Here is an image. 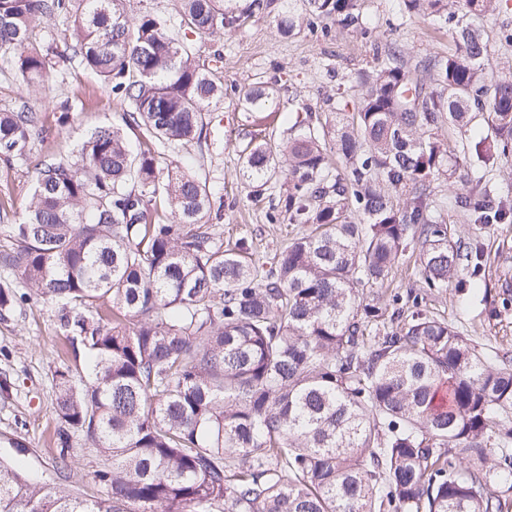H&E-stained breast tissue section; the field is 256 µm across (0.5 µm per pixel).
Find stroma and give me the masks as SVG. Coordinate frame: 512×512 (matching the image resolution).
Here are the masks:
<instances>
[{
    "instance_id": "35a3bbf8",
    "label": "stroma",
    "mask_w": 512,
    "mask_h": 512,
    "mask_svg": "<svg viewBox=\"0 0 512 512\" xmlns=\"http://www.w3.org/2000/svg\"><path fill=\"white\" fill-rule=\"evenodd\" d=\"M276 7L257 9L243 26L225 30L223 36L191 34L196 56L224 79V103L211 114L205 143L183 149V168L209 186L219 188L217 204L226 242L245 237L253 242V257L262 262L273 257L289 239L303 232L300 224L270 223L267 203L248 199L241 171L242 151L249 142L281 134L304 107L320 113L335 109L356 111L359 94L356 71L374 65L375 44H395L417 74L430 61L448 56L454 44L447 25L432 17L400 21V0H363L362 20L373 33L365 39L340 31L330 18L315 20L290 37L276 27ZM491 38L490 67L494 72L512 66V0H499L495 15L484 23ZM0 49V110L29 106L52 113L63 100L80 96L83 109L72 113L67 124L50 125L34 139L32 155L72 153L97 127L118 122L122 110L108 88L91 73L76 67L63 80L35 92L16 80ZM266 82L275 97L264 110H246L239 101L245 88ZM32 166L8 167L0 163V202L6 205L1 221L12 223L32 193ZM465 181L449 184L437 176L430 184L428 201L441 214L454 238L464 246H482L484 255L478 284L462 290L449 286L427 294L426 310L453 323L484 356L512 352V219L479 224L460 211L455 197L469 192ZM64 338L54 307L39 305L15 309L0 319V457L19 461L36 480H49L88 499L104 497L103 488L89 474L100 463L94 449L75 437L67 460L57 457L51 442L56 426L55 372L59 368Z\"/></svg>"
}]
</instances>
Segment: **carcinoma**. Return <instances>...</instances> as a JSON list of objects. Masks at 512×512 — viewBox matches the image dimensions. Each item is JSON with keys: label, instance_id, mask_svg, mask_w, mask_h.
Instances as JSON below:
<instances>
[{"label": "carcinoma", "instance_id": "obj_1", "mask_svg": "<svg viewBox=\"0 0 512 512\" xmlns=\"http://www.w3.org/2000/svg\"><path fill=\"white\" fill-rule=\"evenodd\" d=\"M182 2L177 18L131 21L123 0H0V48L17 78L42 89L81 65L124 106L75 156L39 160L0 253V318L54 306L93 375L78 386L73 366L56 370L54 445L63 461L82 435L102 458L92 478L106 496L31 483L1 460L0 512H508L512 358L483 356L427 314L426 291L387 301L375 291L413 242L427 291L479 268L482 251L448 240L427 190L456 174L445 125L464 135L481 115L489 134L468 156L512 154V72L488 69L482 25L498 0H401L405 16L453 22L454 51L430 74L437 90L402 51H378L358 73L357 111L307 107L281 144L244 154L249 198H269L268 220L311 225L266 267L245 237L224 248L212 191L178 170L224 101L221 76L179 30L221 35L245 16L229 0ZM306 5L367 35L361 0ZM51 19L72 28L62 47L37 36ZM303 21L296 0H282L278 32ZM273 94L253 86L240 100L261 110ZM44 123L25 105L1 112L0 159L27 164ZM457 206L483 224L507 218L479 179Z\"/></svg>", "mask_w": 512, "mask_h": 512}]
</instances>
